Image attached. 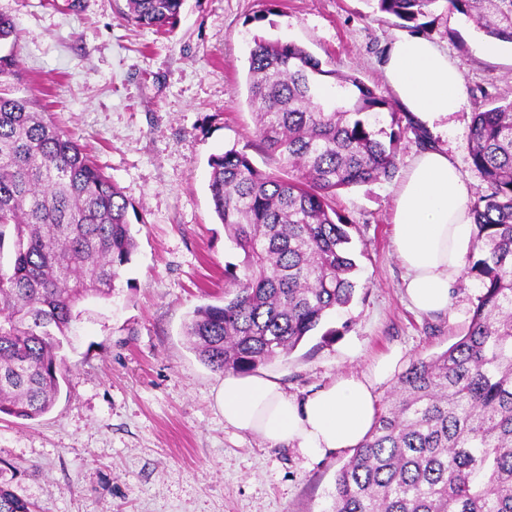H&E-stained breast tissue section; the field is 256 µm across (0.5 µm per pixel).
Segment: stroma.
I'll use <instances>...</instances> for the list:
<instances>
[{"instance_id": "35a3bbf8", "label": "stroma", "mask_w": 512, "mask_h": 512, "mask_svg": "<svg viewBox=\"0 0 512 512\" xmlns=\"http://www.w3.org/2000/svg\"><path fill=\"white\" fill-rule=\"evenodd\" d=\"M126 0H0L19 34L24 91L71 134L141 217L137 249L111 300L86 304L64 355L68 380L54 408L0 414V480L37 512H331L346 454L312 462L224 424L222 372L191 350L184 325L224 297L230 258L208 189V159L234 148L260 170L248 104L254 36L289 41L385 97L382 71L396 19L369 0H184L161 34L128 22ZM424 33L460 68L467 104L449 114L445 146L480 186L467 136L473 112L512 100V44L478 54L483 34L438 9ZM402 126L393 179L341 191L358 264L353 301L289 355L259 366L295 396L367 370L391 350L401 368L465 335L479 290L465 277L447 313L410 308L393 243L395 191L420 152Z\"/></svg>"}]
</instances>
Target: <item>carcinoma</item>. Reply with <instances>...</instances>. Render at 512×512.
I'll use <instances>...</instances> for the list:
<instances>
[{
    "instance_id": "obj_1",
    "label": "carcinoma",
    "mask_w": 512,
    "mask_h": 512,
    "mask_svg": "<svg viewBox=\"0 0 512 512\" xmlns=\"http://www.w3.org/2000/svg\"><path fill=\"white\" fill-rule=\"evenodd\" d=\"M421 32L440 5L512 43V0H372ZM183 0H127L131 22L169 31ZM18 34L0 14V413L35 419L55 405L60 355L82 306L112 298L136 239L120 188L7 79ZM336 79L328 96L326 78ZM253 135L278 157L257 169L235 148L208 160L214 212L238 255L222 304L196 307L192 350L215 371L250 373L289 354L347 306L357 268L341 189L392 178L401 118L358 78L323 68L294 43L254 38L248 68ZM388 111L391 128L378 126ZM467 274L479 282L466 334L398 378L370 434L338 469L332 512H512V101L474 113ZM0 512L33 505L0 483Z\"/></svg>"
}]
</instances>
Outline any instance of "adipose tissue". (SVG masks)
<instances>
[{
	"label": "adipose tissue",
	"mask_w": 512,
	"mask_h": 512,
	"mask_svg": "<svg viewBox=\"0 0 512 512\" xmlns=\"http://www.w3.org/2000/svg\"><path fill=\"white\" fill-rule=\"evenodd\" d=\"M383 72L401 108L428 131L441 129L448 113L467 103L460 68L418 34L392 41ZM471 194L470 182L446 149L434 144L415 157L396 191L394 242L406 270V295L419 312L447 313L453 288L465 273L475 236ZM398 359L389 354L372 370L338 376L303 397L288 394L269 376L225 374L219 393L224 423L259 435L269 446L299 449L313 460L354 449L377 416L375 385Z\"/></svg>",
	"instance_id": "obj_1"
}]
</instances>
